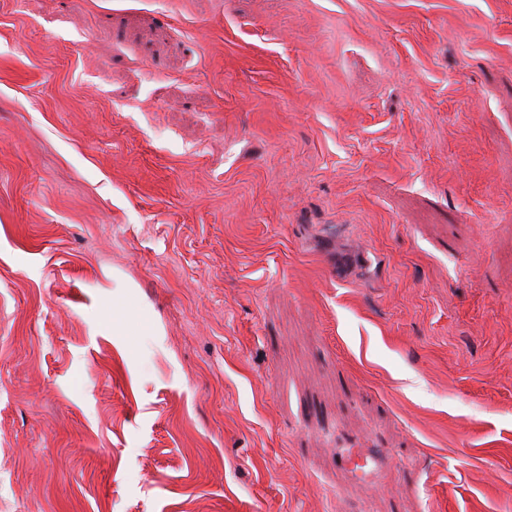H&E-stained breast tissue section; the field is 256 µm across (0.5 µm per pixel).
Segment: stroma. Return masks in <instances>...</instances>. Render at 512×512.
I'll use <instances>...</instances> for the list:
<instances>
[{"label": "stroma", "mask_w": 512, "mask_h": 512, "mask_svg": "<svg viewBox=\"0 0 512 512\" xmlns=\"http://www.w3.org/2000/svg\"><path fill=\"white\" fill-rule=\"evenodd\" d=\"M0 512H512V0H0Z\"/></svg>", "instance_id": "1"}]
</instances>
